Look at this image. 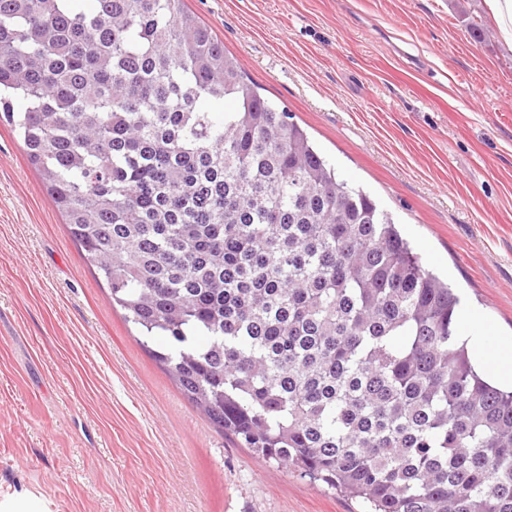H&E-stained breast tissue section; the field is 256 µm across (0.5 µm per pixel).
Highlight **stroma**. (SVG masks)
Instances as JSON below:
<instances>
[{
  "mask_svg": "<svg viewBox=\"0 0 512 512\" xmlns=\"http://www.w3.org/2000/svg\"><path fill=\"white\" fill-rule=\"evenodd\" d=\"M460 307L512 336V50L483 0H185ZM0 485L54 512H361L224 436L0 124Z\"/></svg>",
  "mask_w": 512,
  "mask_h": 512,
  "instance_id": "1",
  "label": "stroma"
}]
</instances>
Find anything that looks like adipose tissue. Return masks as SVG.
Instances as JSON below:
<instances>
[{
  "mask_svg": "<svg viewBox=\"0 0 512 512\" xmlns=\"http://www.w3.org/2000/svg\"><path fill=\"white\" fill-rule=\"evenodd\" d=\"M462 342L469 346L477 366L499 384L512 385V336H501L478 311L465 312Z\"/></svg>",
  "mask_w": 512,
  "mask_h": 512,
  "instance_id": "adipose-tissue-1",
  "label": "adipose tissue"
}]
</instances>
